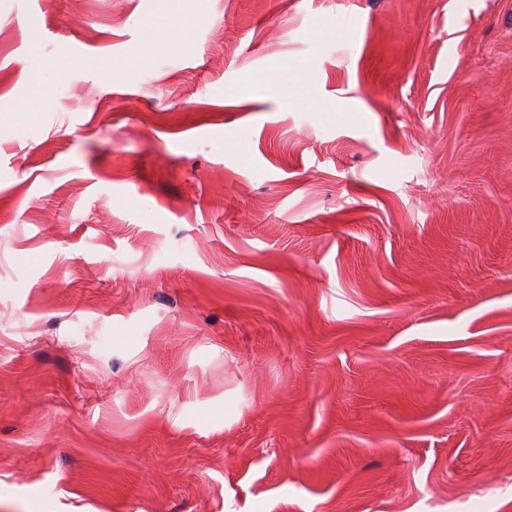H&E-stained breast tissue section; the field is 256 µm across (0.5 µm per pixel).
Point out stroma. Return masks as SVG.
<instances>
[{
    "instance_id": "obj_1",
    "label": "stroma",
    "mask_w": 512,
    "mask_h": 512,
    "mask_svg": "<svg viewBox=\"0 0 512 512\" xmlns=\"http://www.w3.org/2000/svg\"><path fill=\"white\" fill-rule=\"evenodd\" d=\"M169 6L0 0V512H512V0ZM194 23V18L186 8L178 12H160L155 15L147 28L146 36L140 42L131 45L127 58L130 63H139L143 59V49L162 38H185ZM68 64H63L58 61L42 62L39 66L34 67L29 72V84L32 92L36 96H46L51 92V85L45 78V71L52 69L58 77H61Z\"/></svg>"
}]
</instances>
